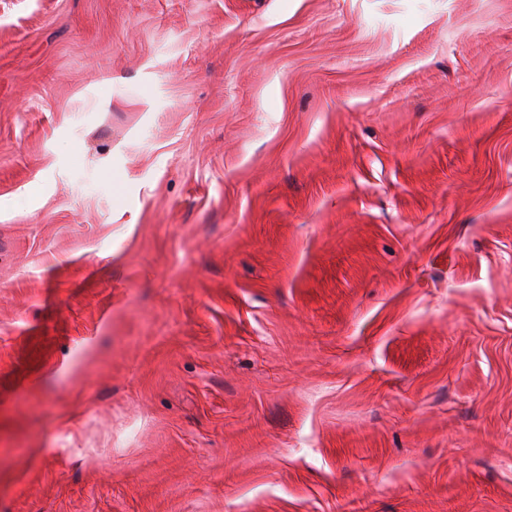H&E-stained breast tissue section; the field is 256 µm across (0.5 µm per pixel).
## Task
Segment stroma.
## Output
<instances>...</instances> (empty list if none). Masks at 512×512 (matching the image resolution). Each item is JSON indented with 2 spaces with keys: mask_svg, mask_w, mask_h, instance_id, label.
<instances>
[{
  "mask_svg": "<svg viewBox=\"0 0 512 512\" xmlns=\"http://www.w3.org/2000/svg\"><path fill=\"white\" fill-rule=\"evenodd\" d=\"M0 512H512V0H0Z\"/></svg>",
  "mask_w": 512,
  "mask_h": 512,
  "instance_id": "1",
  "label": "stroma"
}]
</instances>
